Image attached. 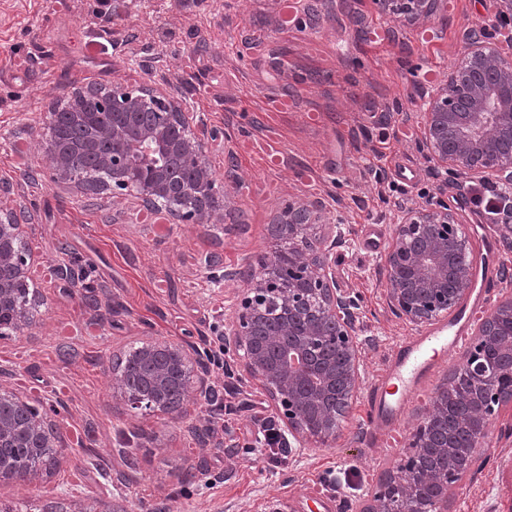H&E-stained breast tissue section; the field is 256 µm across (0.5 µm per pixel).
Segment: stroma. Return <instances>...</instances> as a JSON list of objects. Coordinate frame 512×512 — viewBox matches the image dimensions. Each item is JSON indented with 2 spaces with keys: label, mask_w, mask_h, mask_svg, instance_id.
<instances>
[{
  "label": "stroma",
  "mask_w": 512,
  "mask_h": 512,
  "mask_svg": "<svg viewBox=\"0 0 512 512\" xmlns=\"http://www.w3.org/2000/svg\"><path fill=\"white\" fill-rule=\"evenodd\" d=\"M0 0V180L14 190L0 208L28 207L23 241L33 261L31 326L0 337V391L55 406L65 461L0 484L13 512H362L395 471L429 399L460 364L439 363L392 429L376 434L368 395L394 346L420 335L386 303L382 257L398 208L438 195L446 173L422 147L421 91L457 67L461 38L481 26L512 58L496 0H442L436 17L395 27L374 0ZM154 61L153 69L141 65ZM90 82L165 87L185 98L227 146L208 147L216 177L235 162L229 209L244 224H173L136 199L86 198L56 186L40 143L48 111ZM324 200L350 228L333 251L336 285L357 295L362 383L335 445L275 457L264 444L271 401L212 369L214 404L180 416L130 410L114 393L116 360L149 338L202 345L222 320L235 284L214 285L205 255L243 266L271 249L268 228L288 201ZM460 230L472 264L494 247L512 270L500 225L465 203ZM87 273L94 300L57 277ZM207 427V442L195 428ZM235 448H226V438ZM490 460L448 491V512H512V405L496 412L482 442Z\"/></svg>",
  "instance_id": "1"
}]
</instances>
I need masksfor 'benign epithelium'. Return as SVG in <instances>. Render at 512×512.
<instances>
[{"instance_id": "7a95c632", "label": "benign epithelium", "mask_w": 512, "mask_h": 512, "mask_svg": "<svg viewBox=\"0 0 512 512\" xmlns=\"http://www.w3.org/2000/svg\"><path fill=\"white\" fill-rule=\"evenodd\" d=\"M440 0H375L397 25L430 20ZM464 65L451 70L448 81L432 94L423 112V148L438 167L512 190V64L505 65L483 28L470 30ZM62 117L86 135L78 147L55 143L49 130L44 143L46 167L56 184L83 191L132 196L158 208L177 224L224 222L229 164L220 182L201 160L206 146L224 143V129L193 124L183 100L151 88L129 89L98 84L71 91ZM82 157L93 159L102 181L90 187L80 169ZM28 210L0 211V312L22 327L31 323L27 288L31 256L22 247L23 226L32 223ZM343 223L323 203L290 202L275 217L271 235L279 244L257 255L243 270L227 269L217 255L204 259L217 282L241 279L247 288L230 304L216 330L224 355H243L239 380L263 387L272 404L276 430L265 441L288 451L328 446L341 434L359 386V305L336 287L330 269L336 240L314 232L317 224ZM459 214L445 198L418 208H403L384 255L389 307L416 326L453 307L471 284L473 267L458 259L469 253L466 238L450 229ZM288 243L283 249L282 243ZM322 306L312 309L310 298ZM509 361L512 377V295L482 318L465 363L479 399H461L457 422L465 430H486L496 409L512 404V383L499 382L493 359ZM114 388L133 409L173 414L191 399L216 396L200 352L179 343L152 339L121 361ZM448 420V384L440 386L430 411L408 439L412 452L395 472L383 478L362 512H448V488L466 472L477 474L485 450L475 449L464 466L454 451L438 449L444 464L420 471L419 449L431 444L434 426ZM57 429L30 404L0 393V483H17L38 468H21L14 449L35 452L54 448Z\"/></svg>"}]
</instances>
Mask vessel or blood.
Masks as SVG:
<instances>
[{
    "mask_svg": "<svg viewBox=\"0 0 512 512\" xmlns=\"http://www.w3.org/2000/svg\"><path fill=\"white\" fill-rule=\"evenodd\" d=\"M465 322L464 313H457L427 336L403 343L394 351L389 368L372 388L370 405L377 419H387L397 410L396 402L385 397L387 386L396 383L409 396H417L419 379L430 368L432 357L452 354L463 343Z\"/></svg>",
    "mask_w": 512,
    "mask_h": 512,
    "instance_id": "1",
    "label": "vessel or blood"
}]
</instances>
